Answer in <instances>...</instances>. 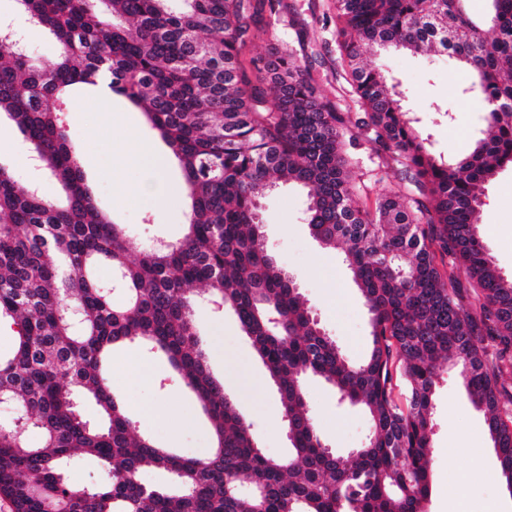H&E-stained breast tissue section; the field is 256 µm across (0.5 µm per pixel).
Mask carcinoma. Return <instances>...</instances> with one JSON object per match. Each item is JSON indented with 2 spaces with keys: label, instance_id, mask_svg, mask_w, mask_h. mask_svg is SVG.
<instances>
[{
  "label": "carcinoma",
  "instance_id": "carcinoma-1",
  "mask_svg": "<svg viewBox=\"0 0 512 512\" xmlns=\"http://www.w3.org/2000/svg\"><path fill=\"white\" fill-rule=\"evenodd\" d=\"M14 16L46 29L55 62L0 46V116L61 186L48 200L0 166V320L17 327L0 355V497L12 512H427L433 395L441 368L461 365L512 486V278L478 234L487 183L512 166V0H336L339 77L360 112L322 96L291 54L265 63L248 49L274 0H13ZM394 48L440 51L469 73L481 135L463 156L436 151L401 83L367 58ZM139 107L179 161L192 206L182 240L135 251L96 205L55 104L77 87ZM361 143L404 193L353 204ZM307 192L306 222L340 248L369 314L371 347L355 363L319 326L296 281L272 257L260 197L279 182ZM465 265L469 285L448 271ZM102 266L112 279L98 277ZM235 315L277 386L291 451L264 453L211 374L192 290ZM279 318V324L271 318ZM164 352L213 427L204 459L136 433L112 394L107 363L123 344ZM310 376L363 408L372 430L348 455L326 448L304 393ZM407 386L397 401L395 380ZM94 402L90 422L81 403ZM95 459L100 484L75 488L67 464ZM171 488L145 485L146 468Z\"/></svg>",
  "mask_w": 512,
  "mask_h": 512
}]
</instances>
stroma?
Segmentation results:
<instances>
[{
	"label": "stroma",
	"mask_w": 512,
	"mask_h": 512,
	"mask_svg": "<svg viewBox=\"0 0 512 512\" xmlns=\"http://www.w3.org/2000/svg\"><path fill=\"white\" fill-rule=\"evenodd\" d=\"M334 0H281L266 14L246 55L267 59L283 52L294 54L310 68L319 92L339 100L346 112L358 106L340 78L332 33L336 25ZM307 21L304 32L288 24L289 9ZM372 63L399 77L407 105L422 126L434 132L438 152L467 153L480 129L474 102L462 92L464 70L447 55L430 52L411 55L396 50L380 52ZM450 111L436 112V105ZM60 117L82 148V162L100 207L113 222L124 225L137 248L182 238L188 222L189 199L177 159L152 129L142 112L127 99L113 97L102 105L95 93L80 92ZM135 132L154 145L166 159L162 173L168 203L156 207L151 197L126 196L120 186H136L150 175L134 163L115 162L110 147ZM0 164L19 182L44 185L47 197L59 194L58 185L35 167L27 143L17 127L0 123ZM304 191L284 184L261 199L268 246L277 264L292 276L324 331L354 362L370 345L368 313L351 281L342 250L323 248L304 221ZM479 235L500 273L512 277V170L499 171L486 186L480 210ZM195 319L201 344L208 353L213 375L224 382L244 420L251 424L267 455L288 453L290 444L282 418L279 394L257 359L251 341L242 334L230 312H216L206 301H196ZM110 383L136 422L138 434L181 455L202 458L211 448L210 424L195 410L192 395L180 380L172 379L161 355L128 345L112 358ZM307 405L323 443L346 454L361 447L369 431L367 414L340 401L330 386L316 377L304 383ZM431 436V492L427 512H512V493L497 477L498 459L483 411L471 402L456 366L443 369L435 388Z\"/></svg>",
	"instance_id": "stroma-1"
}]
</instances>
